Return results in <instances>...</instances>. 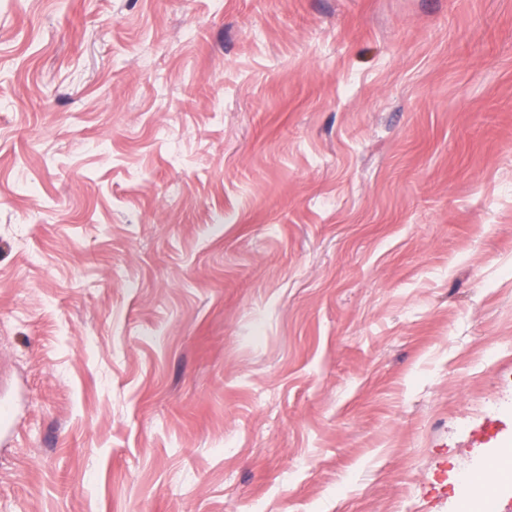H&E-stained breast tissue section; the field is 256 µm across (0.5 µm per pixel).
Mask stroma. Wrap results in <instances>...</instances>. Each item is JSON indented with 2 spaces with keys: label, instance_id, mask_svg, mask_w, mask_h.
<instances>
[{
  "label": "stroma",
  "instance_id": "obj_1",
  "mask_svg": "<svg viewBox=\"0 0 512 512\" xmlns=\"http://www.w3.org/2000/svg\"><path fill=\"white\" fill-rule=\"evenodd\" d=\"M505 367L512 0H0V512H471Z\"/></svg>",
  "mask_w": 512,
  "mask_h": 512
}]
</instances>
